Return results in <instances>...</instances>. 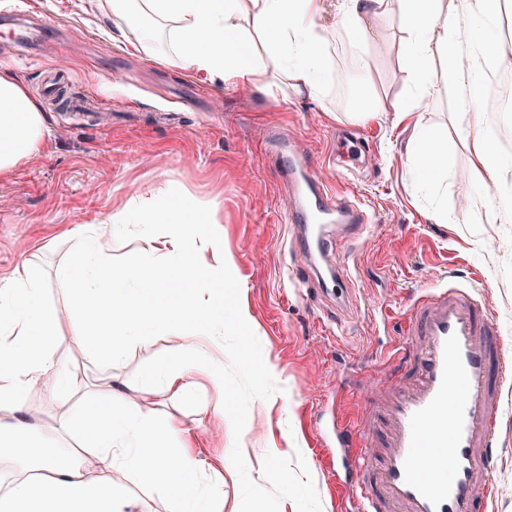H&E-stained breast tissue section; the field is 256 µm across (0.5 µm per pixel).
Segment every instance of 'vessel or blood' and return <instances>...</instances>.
<instances>
[{"label": "vessel or blood", "mask_w": 512, "mask_h": 512, "mask_svg": "<svg viewBox=\"0 0 512 512\" xmlns=\"http://www.w3.org/2000/svg\"><path fill=\"white\" fill-rule=\"evenodd\" d=\"M281 176L296 195L287 223L309 257L333 248L327 225L355 240L372 214L333 189L315 166L279 137ZM405 354L412 357L401 387L387 390L379 410L386 437L364 447L348 420L332 416L330 443L362 512H489L493 439L506 365L491 317L467 287L436 288L417 299L406 320Z\"/></svg>", "instance_id": "vessel-or-blood-1"}]
</instances>
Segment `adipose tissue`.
Wrapping results in <instances>:
<instances>
[{
    "mask_svg": "<svg viewBox=\"0 0 512 512\" xmlns=\"http://www.w3.org/2000/svg\"><path fill=\"white\" fill-rule=\"evenodd\" d=\"M344 22L360 42L368 38L359 20L374 10L394 16L403 34L401 54L417 93L394 111L415 118L418 138L408 164L427 187L448 170L450 151L424 122V102L434 80L446 76L458 90L455 113L468 131L476 179L499 189L494 220L512 223V160L505 159L486 130L474 72L462 56L490 61L498 46L484 34L495 22L500 0H338ZM326 0H106L124 19L125 45L160 63L231 83L270 90L271 77L295 92L320 91L330 68L320 18ZM44 116L27 90L0 74V173L32 162L46 138ZM124 216L116 211L99 224H76L62 270L68 299L57 308L43 302L31 260L0 277V460L27 457L29 465L0 493V512H138L125 481L135 476L161 492L169 512H224V483H206L211 464L184 449L186 431L151 406L150 385L193 401L200 380L224 391V343L216 333L224 312L219 299H203L200 288L223 285L231 272L216 236L197 237L195 225L212 215L188 194L170 197L154 212L166 236L145 228L135 255L114 253L112 242ZM71 342L108 375L102 391L62 414L56 439L45 444L28 421L25 402L54 378L52 395L76 391L80 382L56 351L62 324ZM157 336L177 340L175 352L148 372L147 388L128 397L130 382L111 367L126 348ZM100 474L89 479L85 459Z\"/></svg>",
    "mask_w": 512,
    "mask_h": 512,
    "instance_id": "obj_1",
    "label": "adipose tissue"
}]
</instances>
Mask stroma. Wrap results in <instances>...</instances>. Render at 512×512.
<instances>
[{
  "label": "stroma",
  "instance_id": "35a3bbf8",
  "mask_svg": "<svg viewBox=\"0 0 512 512\" xmlns=\"http://www.w3.org/2000/svg\"><path fill=\"white\" fill-rule=\"evenodd\" d=\"M13 13L40 30L38 41L15 40L3 22ZM336 15L331 5L323 15L333 69L321 93L307 96L157 64L123 47L115 18L91 0H0V72L36 98L45 72L55 70L67 77L72 97L98 103L94 119L81 124L42 105L48 133L40 158L0 175V274L31 258L44 301L60 306L66 300L60 273L72 246L63 233L72 225L98 223L127 205L114 247L131 254L161 190H185L214 214L232 268L224 286V413H202L167 394L155 402L160 415L187 428L191 453L216 464L247 453L245 465L224 472V512H247L255 501L260 512H360L338 458L321 445V407L344 389L345 417L369 422L368 438H379L369 404L403 376L399 363L381 359L401 343L418 295L474 283L512 368V223H492L487 202L497 198L496 187L470 175L473 155L453 121L457 90L439 79L425 105L427 124L452 150L447 180L428 196L413 190L406 162L417 137L413 122L389 109L414 91L397 24L363 15L371 39L362 49ZM364 51L371 71L352 69L348 86L388 108L358 120L340 98L334 69ZM280 130L297 151L315 157L329 180L346 153L339 136L369 142L363 167L343 188L376 223L367 240L334 243L350 255L353 308L336 307L304 281L302 256L284 222L291 197L268 150ZM439 201L448 206L444 224L431 217ZM51 236L59 239L56 250L36 253ZM174 346L173 338L156 337L128 349L113 370L139 381ZM239 348L249 351V364L237 361ZM235 415L243 416V426H224ZM491 465L490 510L512 512V375L503 383Z\"/></svg>",
  "mask_w": 512,
  "mask_h": 512
}]
</instances>
